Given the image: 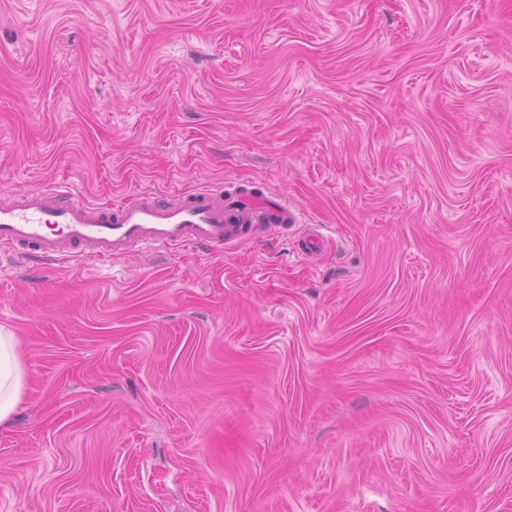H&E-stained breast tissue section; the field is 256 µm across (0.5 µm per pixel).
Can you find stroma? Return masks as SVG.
I'll use <instances>...</instances> for the list:
<instances>
[{
  "instance_id": "obj_1",
  "label": "stroma",
  "mask_w": 512,
  "mask_h": 512,
  "mask_svg": "<svg viewBox=\"0 0 512 512\" xmlns=\"http://www.w3.org/2000/svg\"><path fill=\"white\" fill-rule=\"evenodd\" d=\"M63 184L299 220L0 243V512H512V0H0V201ZM23 389V370L13 336L0 335V423L16 410Z\"/></svg>"
}]
</instances>
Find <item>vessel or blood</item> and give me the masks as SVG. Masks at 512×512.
Listing matches in <instances>:
<instances>
[{"instance_id": "b4317fda", "label": "vessel or blood", "mask_w": 512, "mask_h": 512, "mask_svg": "<svg viewBox=\"0 0 512 512\" xmlns=\"http://www.w3.org/2000/svg\"><path fill=\"white\" fill-rule=\"evenodd\" d=\"M295 214L286 203L268 211L219 201L199 190L162 202L139 191L115 205L95 204L69 186L20 195L0 203V241L27 256L53 258L71 252L121 255L134 247L192 243L220 251L237 242L255 224H288Z\"/></svg>"}]
</instances>
